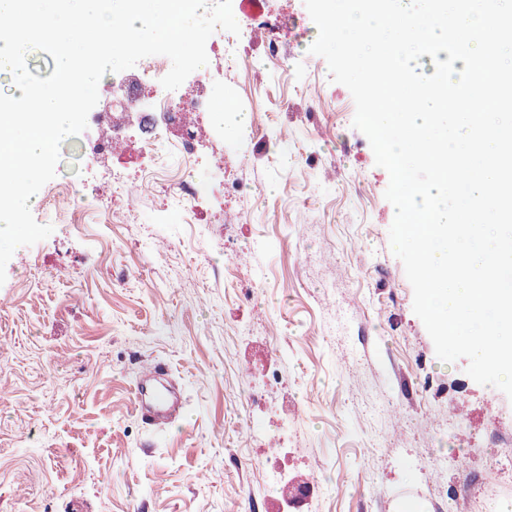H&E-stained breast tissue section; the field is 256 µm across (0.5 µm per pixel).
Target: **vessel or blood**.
Listing matches in <instances>:
<instances>
[{"label":"vessel or blood","instance_id":"obj_1","mask_svg":"<svg viewBox=\"0 0 512 512\" xmlns=\"http://www.w3.org/2000/svg\"><path fill=\"white\" fill-rule=\"evenodd\" d=\"M168 375L169 369L163 362L143 364L131 388L134 412L149 426H166L185 413L182 399L166 384Z\"/></svg>","mask_w":512,"mask_h":512}]
</instances>
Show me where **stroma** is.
<instances>
[{"label":"stroma","instance_id":"obj_1","mask_svg":"<svg viewBox=\"0 0 512 512\" xmlns=\"http://www.w3.org/2000/svg\"><path fill=\"white\" fill-rule=\"evenodd\" d=\"M238 18L288 9L273 64L242 33L245 65L207 44L210 96L247 113L212 130L206 112L192 165L129 152L111 161L63 142L54 179L31 212L53 225L18 248L0 285V512H500L512 503V400L438 359L393 254L395 209L355 104L309 54L318 31L304 0H231ZM250 187L242 213L247 302L224 286V227L208 208L168 206L174 180L205 175ZM119 164L133 209L105 211L91 187ZM263 324L268 339L242 335ZM169 364L186 421L147 428L130 388L141 362ZM280 364L277 409L248 406ZM300 437L273 456L249 429L279 419ZM316 479L319 494L285 508L265 472ZM442 487L444 497L432 495Z\"/></svg>","mask_w":512,"mask_h":512}]
</instances>
